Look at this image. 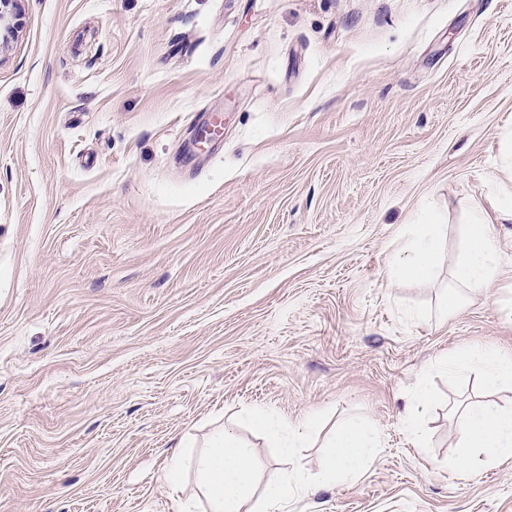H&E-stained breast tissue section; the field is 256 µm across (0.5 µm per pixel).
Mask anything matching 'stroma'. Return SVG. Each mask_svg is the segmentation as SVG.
Masks as SVG:
<instances>
[{
    "instance_id": "obj_1",
    "label": "stroma",
    "mask_w": 512,
    "mask_h": 512,
    "mask_svg": "<svg viewBox=\"0 0 512 512\" xmlns=\"http://www.w3.org/2000/svg\"><path fill=\"white\" fill-rule=\"evenodd\" d=\"M0 42V512H180L173 456L255 410L382 436L289 512H512L445 466L436 362L512 350V0H20ZM224 116L194 148L203 115ZM507 263L440 320L472 205ZM432 281H392L411 224ZM427 374L430 446L401 415Z\"/></svg>"
}]
</instances>
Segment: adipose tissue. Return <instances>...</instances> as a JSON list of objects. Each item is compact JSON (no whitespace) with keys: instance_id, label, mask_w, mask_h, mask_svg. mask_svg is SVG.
<instances>
[{"instance_id":"obj_1","label":"adipose tissue","mask_w":512,"mask_h":512,"mask_svg":"<svg viewBox=\"0 0 512 512\" xmlns=\"http://www.w3.org/2000/svg\"><path fill=\"white\" fill-rule=\"evenodd\" d=\"M444 236L439 224H417L412 237L396 255L391 276L424 281L432 277L436 246ZM465 251L457 264L458 286L449 290L441 303V316L456 314L469 296L488 293L500 276L504 256L481 207H474L465 229ZM441 367L449 375L478 372L487 389L512 386V351L489 345H465L445 357ZM434 403L425 380H418L412 403L402 419L410 444L425 449L428 433L422 416ZM456 435V455L449 458V472L462 476L477 474L512 459V405L492 402L461 401L450 406ZM254 430L271 436L288 457L290 468L281 480L269 483L262 494L251 497L258 461L253 448L231 430L219 428L210 437L207 448L195 461L196 487L205 502L203 512H288L295 494L311 486H325L342 479L358 478L374 459L380 446L376 429L349 422L340 426L330 443L328 457L315 473H307L300 464L299 450L312 428L311 423L282 424L264 411L251 415Z\"/></svg>"}]
</instances>
